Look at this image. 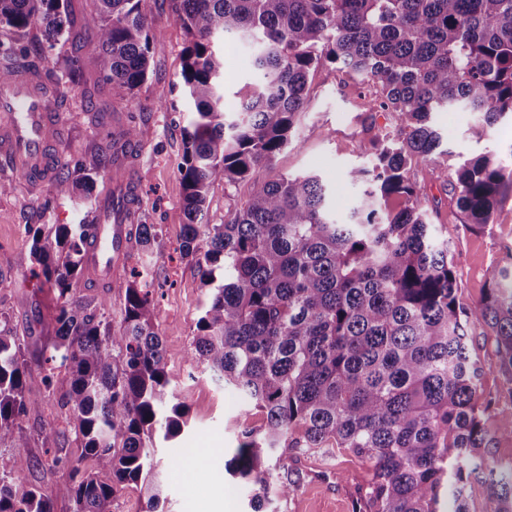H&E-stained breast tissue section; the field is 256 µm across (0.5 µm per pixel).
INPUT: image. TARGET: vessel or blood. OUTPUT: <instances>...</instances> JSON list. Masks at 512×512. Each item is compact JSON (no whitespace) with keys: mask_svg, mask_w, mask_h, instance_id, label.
I'll list each match as a JSON object with an SVG mask.
<instances>
[{"mask_svg":"<svg viewBox=\"0 0 512 512\" xmlns=\"http://www.w3.org/2000/svg\"><path fill=\"white\" fill-rule=\"evenodd\" d=\"M60 125L57 94L33 72L22 69L0 82V165L25 174L34 185L51 181L54 164L50 148ZM138 218V211L126 202L119 213L103 211L100 221L108 230L88 251L92 269H99L107 255L124 256L130 247L127 227Z\"/></svg>","mask_w":512,"mask_h":512,"instance_id":"vessel-or-blood-1","label":"vessel or blood"}]
</instances>
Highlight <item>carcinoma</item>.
<instances>
[{"mask_svg": "<svg viewBox=\"0 0 512 512\" xmlns=\"http://www.w3.org/2000/svg\"><path fill=\"white\" fill-rule=\"evenodd\" d=\"M99 19L98 73L112 99L124 101L147 79L154 0H93ZM189 37L181 79L194 106L184 132L182 253L195 260L209 288L197 321L198 360L233 386L264 419L261 435L245 434L226 470L255 487L252 512H267L265 459L279 448L345 450L371 463L358 512H479L473 488L484 485L491 512H512V463L489 448L512 435V410L485 392L484 368L470 348L469 328L492 332L499 372L512 400V251L471 304L458 295L448 243L431 233L426 197L410 181L413 164L442 145L433 114L458 107L482 114L481 136L512 117V0H173ZM37 27L47 47L65 48L61 70L28 45ZM226 34L252 47L259 89L228 119ZM0 81L16 66L41 69L54 84L82 89L85 111L100 123L97 87L89 86L82 36L70 0H0ZM329 62L379 86L393 114L394 138L372 168L353 169L367 189L336 222L335 205L318 177H256L291 143L307 99L309 76ZM81 161L82 176L60 170L53 190L93 208L103 174L120 180L112 150L139 141L123 130ZM252 181L228 224H204L211 183ZM512 168L489 155L466 161L444 190L469 228L488 224ZM401 201L397 209L390 207ZM31 256L42 285L56 291L53 335L28 353L9 322L0 321V443L19 449L15 429L34 408L25 381L32 364L58 395L74 434L73 456L55 458L67 475L73 512H111L118 488L135 484L143 512H156L162 489L153 477V436L168 440L185 422L184 405H168L166 357L150 292L123 285L119 326L104 297L73 293L86 270L97 224H29ZM152 224L129 240L154 247ZM66 377L55 374V363ZM87 460L93 468L83 467ZM0 512H53L50 495L20 490L0 478Z\"/></svg>", "mask_w": 512, "mask_h": 512, "instance_id": "1", "label": "carcinoma"}]
</instances>
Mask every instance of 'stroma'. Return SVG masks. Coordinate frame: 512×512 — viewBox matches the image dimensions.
Instances as JSON below:
<instances>
[{
    "instance_id": "1",
    "label": "stroma",
    "mask_w": 512,
    "mask_h": 512,
    "mask_svg": "<svg viewBox=\"0 0 512 512\" xmlns=\"http://www.w3.org/2000/svg\"><path fill=\"white\" fill-rule=\"evenodd\" d=\"M169 3L155 0L152 8L151 27L156 37L151 43L153 66L147 79L130 100L112 106L113 111L122 112L125 122L140 128L141 146L130 161L129 173L139 188L143 222L159 230V242L152 251L131 250L121 259L120 278L125 281L133 273L149 269L146 285L153 293L158 330L165 343L170 388L187 411L188 425L180 436L166 440L158 434L153 440L155 471L162 485L158 512H250L252 486L230 476L224 463L234 454L244 431H260L263 417L249 409L235 388L212 377L195 356L196 323L208 290L201 284L194 260L179 253L187 219L178 167L189 106L181 82L186 35ZM219 50L224 55L225 108L230 111L257 76L247 46L228 37ZM162 92L169 105L161 109L156 98ZM62 104L65 130L59 148L64 163L72 165L105 143L112 123L92 124L82 110L78 89L64 88ZM479 120V113L465 108L436 113L434 122L443 151L409 171L411 180L427 195L428 223L448 242L459 295L467 303L482 296L502 265L506 248L512 247V187L503 189L489 224L481 229L462 224L454 201L444 192L463 158L488 153L512 166V120H501L480 139L473 134ZM394 129L391 114L378 106L373 83L351 78L331 64L321 66L309 77L307 107L292 144L258 175L264 180L283 175L319 176L338 201L337 222H345L364 190L363 184L349 181L348 171L370 167L366 147ZM0 179L13 184L11 194L0 196V316L9 320L33 350L50 333L48 323L56 298L31 275V237L26 227L74 224L86 210L56 197L52 186L32 189L18 174L1 167ZM251 188L248 181L227 185L215 180L207 197L205 223L230 222ZM469 335L472 351L485 369L484 389L496 392L503 381L491 333L475 324ZM27 390L38 406L23 422L29 463L25 481L40 485L51 495L54 512H73L70 484L53 462L54 457L68 456L74 448V436L66 431V412L57 395L46 390L40 369L30 371ZM50 427L62 433L51 450L42 436ZM268 467L277 483L285 481L290 469L302 476L287 498L274 500L276 512H355V503L371 476L367 460L335 448L314 454L286 448L281 457L269 460Z\"/></svg>"
}]
</instances>
